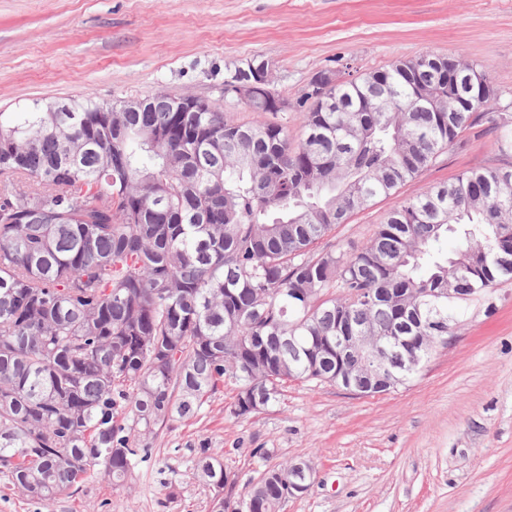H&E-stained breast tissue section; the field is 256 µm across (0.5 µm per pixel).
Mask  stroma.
Masks as SVG:
<instances>
[{"label": "stroma", "instance_id": "35a3bbf8", "mask_svg": "<svg viewBox=\"0 0 512 512\" xmlns=\"http://www.w3.org/2000/svg\"><path fill=\"white\" fill-rule=\"evenodd\" d=\"M433 52L464 55L512 113V0H0V112L83 93L116 102L157 92L222 102L229 120L249 111L224 99V79L266 61L271 86L296 106L320 71L349 79ZM479 166L510 167L477 123L399 190L409 197ZM392 200L337 226L338 248L364 247ZM448 346L397 391L358 397L294 381L278 403L237 419L232 388L198 416L133 436L146 456L118 487L86 483L56 512H208L197 451L224 455L242 495L261 466L308 460L316 477L282 512H512V285L463 304Z\"/></svg>", "mask_w": 512, "mask_h": 512}]
</instances>
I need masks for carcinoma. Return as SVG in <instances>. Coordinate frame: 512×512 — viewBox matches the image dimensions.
I'll use <instances>...</instances> for the list:
<instances>
[{
    "label": "carcinoma",
    "mask_w": 512,
    "mask_h": 512,
    "mask_svg": "<svg viewBox=\"0 0 512 512\" xmlns=\"http://www.w3.org/2000/svg\"><path fill=\"white\" fill-rule=\"evenodd\" d=\"M396 61L306 92L299 141L256 102L172 112L158 92L131 111L89 93L0 113V474L54 512L95 477L119 486L144 449L125 434L195 417L232 385L246 418L292 381L365 374L339 336H398L388 394L448 347L456 308L512 284V168L475 167L393 205L372 239L341 251L336 227L391 198L480 121L512 152V115L432 60ZM237 67L224 100L249 78ZM467 100L448 111V85ZM454 235L455 250L438 248ZM416 361L406 364L407 356ZM252 455L247 493L223 456L198 450L210 512H280L293 463Z\"/></svg>",
    "instance_id": "1"
}]
</instances>
